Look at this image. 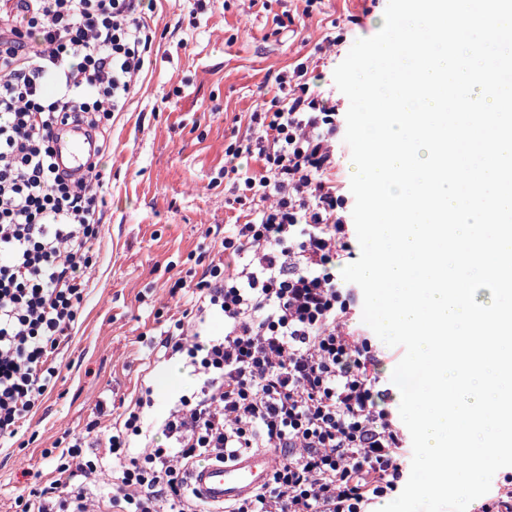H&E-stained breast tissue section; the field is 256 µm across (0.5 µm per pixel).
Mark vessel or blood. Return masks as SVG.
<instances>
[{
  "mask_svg": "<svg viewBox=\"0 0 512 512\" xmlns=\"http://www.w3.org/2000/svg\"><path fill=\"white\" fill-rule=\"evenodd\" d=\"M54 160L61 172L82 177L101 152L94 130L72 122L57 125L53 137ZM275 466V456L264 449L250 450L229 460L209 461L190 473V486L212 505L239 501L264 487Z\"/></svg>",
  "mask_w": 512,
  "mask_h": 512,
  "instance_id": "1",
  "label": "vessel or blood"
}]
</instances>
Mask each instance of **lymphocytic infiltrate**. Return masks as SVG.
I'll list each match as a JSON object with an SVG mask.
<instances>
[{"mask_svg": "<svg viewBox=\"0 0 512 512\" xmlns=\"http://www.w3.org/2000/svg\"><path fill=\"white\" fill-rule=\"evenodd\" d=\"M154 37L145 0H23L15 13L0 0V439L54 384L101 233L103 185L57 175L52 131L68 119L99 128L123 111ZM309 74L301 62L277 76L252 135L227 148L224 174L254 216L225 231L221 259L194 286L177 283L193 304L159 346L184 358L197 388L156 421L144 414L150 398H137L105 454L84 436L44 449L57 478L18 498L21 512H89L87 489L105 468L113 512H204L191 470L254 448L280 459L230 512H371L397 490L405 439L379 405L372 345L350 328L353 295L336 275L348 248L337 104L310 94ZM213 316L221 335L205 331Z\"/></svg>", "mask_w": 512, "mask_h": 512, "instance_id": "obj_1", "label": "lymphocytic infiltrate"}]
</instances>
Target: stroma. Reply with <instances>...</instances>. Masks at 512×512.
Wrapping results in <instances>:
<instances>
[{"label": "stroma", "instance_id": "obj_1", "mask_svg": "<svg viewBox=\"0 0 512 512\" xmlns=\"http://www.w3.org/2000/svg\"><path fill=\"white\" fill-rule=\"evenodd\" d=\"M386 5L321 0L308 15L306 0H206L201 10L194 0H153L147 64L102 132L103 231L82 310L60 347L55 386L16 437L0 442V512H17V497L55 479L43 451L64 433L104 437L144 387L153 390V415L167 411L173 393L195 387L189 367L157 360L139 338L159 339L189 308L190 294L173 285L200 275L216 255L207 228L245 221L224 178L225 150L249 136V116L272 99L278 73L311 59L319 73L311 94L333 89L335 68L357 39L382 27ZM331 37L338 45L328 46ZM353 325L371 339L383 407L398 414L391 375L403 348L373 337L361 308Z\"/></svg>", "mask_w": 512, "mask_h": 512}]
</instances>
